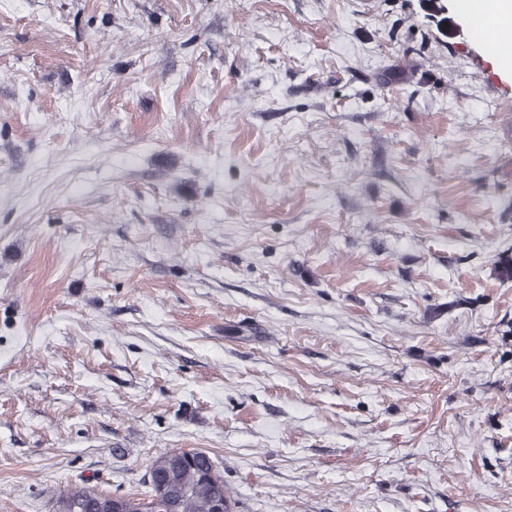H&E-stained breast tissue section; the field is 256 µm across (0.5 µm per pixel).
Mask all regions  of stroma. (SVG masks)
<instances>
[{
	"label": "stroma",
	"instance_id": "1",
	"mask_svg": "<svg viewBox=\"0 0 512 512\" xmlns=\"http://www.w3.org/2000/svg\"><path fill=\"white\" fill-rule=\"evenodd\" d=\"M509 248L460 0H0V512H512ZM161 484L168 490L167 500L155 504L154 485ZM149 497L154 501L144 502L139 498L125 495L129 499V512H212L211 501L217 491L231 499L224 485V476L217 469L213 458L203 450L172 449L158 455L148 472ZM109 494L96 488L79 487L60 495L56 501V512H125L126 500L120 495Z\"/></svg>",
	"mask_w": 512,
	"mask_h": 512
}]
</instances>
